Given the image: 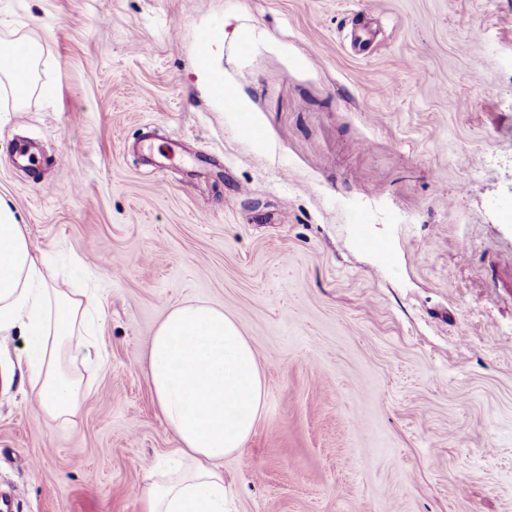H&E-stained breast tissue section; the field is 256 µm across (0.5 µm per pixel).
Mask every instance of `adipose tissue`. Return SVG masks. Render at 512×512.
Segmentation results:
<instances>
[{
    "mask_svg": "<svg viewBox=\"0 0 512 512\" xmlns=\"http://www.w3.org/2000/svg\"><path fill=\"white\" fill-rule=\"evenodd\" d=\"M31 59L18 86L16 59L0 58V94L19 111L53 59L26 36ZM21 217L0 200V336H19L15 360L0 362V385L29 390L38 415L74 422L87 398L77 371L91 358L94 298L59 288ZM147 381L161 419L177 442V466L151 470L138 495L142 512H230L225 457L239 453L265 403L256 351L223 307L186 300L168 307L147 347Z\"/></svg>",
    "mask_w": 512,
    "mask_h": 512,
    "instance_id": "1",
    "label": "adipose tissue"
}]
</instances>
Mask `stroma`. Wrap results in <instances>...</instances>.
Wrapping results in <instances>:
<instances>
[{
  "mask_svg": "<svg viewBox=\"0 0 512 512\" xmlns=\"http://www.w3.org/2000/svg\"><path fill=\"white\" fill-rule=\"evenodd\" d=\"M21 35L54 67L0 198L95 289L103 362L72 425L0 390L12 512H141L176 446L145 352L187 299L265 380L234 512H512V0H0Z\"/></svg>",
  "mask_w": 512,
  "mask_h": 512,
  "instance_id": "obj_1",
  "label": "stroma"
}]
</instances>
